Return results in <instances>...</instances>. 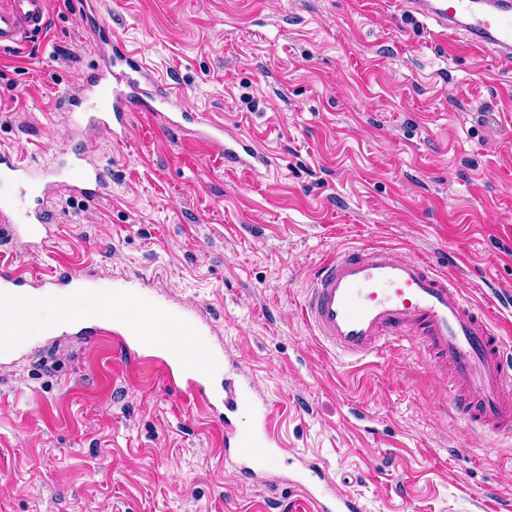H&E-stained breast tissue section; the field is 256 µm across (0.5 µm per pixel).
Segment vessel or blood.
I'll return each mask as SVG.
<instances>
[{"label":"vessel or blood","instance_id":"1","mask_svg":"<svg viewBox=\"0 0 512 512\" xmlns=\"http://www.w3.org/2000/svg\"><path fill=\"white\" fill-rule=\"evenodd\" d=\"M400 12L429 20L440 41L462 38L497 58H512V0H399ZM46 26V0H6L0 5V49L21 44ZM108 63L92 67L81 91L60 97L73 117L72 134L97 128L124 141L139 103L138 77L149 67L138 53L113 41ZM150 115L167 126L195 121L164 85H157ZM192 136L221 160L250 174L266 164L264 152L223 123L197 121ZM93 202L108 189L102 168L87 156L65 169L38 171L18 154L0 150V238L40 245L55 233L46 201L59 189ZM301 316L312 335L340 356L358 361L399 340L414 341L437 368H451L448 406L474 429L512 438V367L505 341L487 314L466 301L446 273L421 258L385 245L342 250L311 275ZM112 334V354L129 369L155 361L168 392L201 404L224 435V461L241 475L274 468L279 441L273 413L253 384L230 377L224 350L205 324L156 297L144 283L100 281L82 268L51 273L16 268L0 273V362L48 337L78 331ZM283 512H363L359 498L339 495L325 469L301 459Z\"/></svg>","mask_w":512,"mask_h":512}]
</instances>
